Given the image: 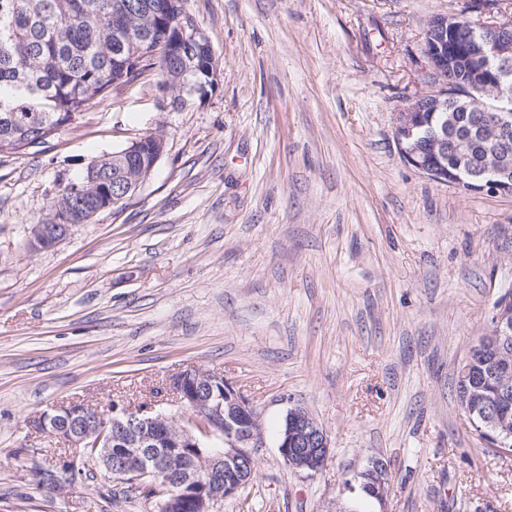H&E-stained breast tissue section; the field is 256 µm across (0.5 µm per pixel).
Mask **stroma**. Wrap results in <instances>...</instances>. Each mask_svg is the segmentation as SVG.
<instances>
[{"instance_id": "stroma-1", "label": "stroma", "mask_w": 512, "mask_h": 512, "mask_svg": "<svg viewBox=\"0 0 512 512\" xmlns=\"http://www.w3.org/2000/svg\"><path fill=\"white\" fill-rule=\"evenodd\" d=\"M463 2L186 0L215 88L166 107L148 72L0 153V512H157L31 422L76 401L181 420L164 387L190 367L263 423L251 481L211 512H336L374 457L391 481L364 512H512V452L456 397L512 290V197L428 179L394 137L432 88L429 19ZM150 133L164 154L124 209L29 249L60 183ZM292 401L331 438L309 479L277 448Z\"/></svg>"}]
</instances>
